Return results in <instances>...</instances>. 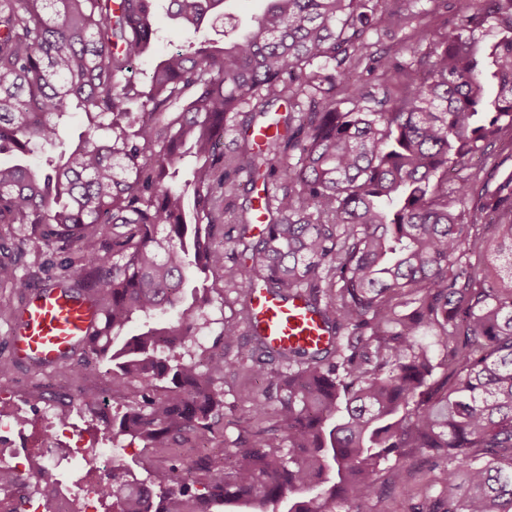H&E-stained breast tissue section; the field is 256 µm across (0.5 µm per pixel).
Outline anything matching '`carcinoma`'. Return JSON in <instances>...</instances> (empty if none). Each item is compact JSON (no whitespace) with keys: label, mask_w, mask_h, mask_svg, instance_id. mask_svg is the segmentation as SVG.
Instances as JSON below:
<instances>
[{"label":"carcinoma","mask_w":512,"mask_h":512,"mask_svg":"<svg viewBox=\"0 0 512 512\" xmlns=\"http://www.w3.org/2000/svg\"><path fill=\"white\" fill-rule=\"evenodd\" d=\"M154 2L0 0V240L50 247L48 281L95 301L80 349L133 390L102 434L182 448L214 431L228 361L175 350L219 282L303 297L333 342L273 352L250 334L238 367L288 368L264 400L240 390L260 422L275 402V423L170 484L142 454L145 478L123 470L103 490L112 512H335L396 489L411 512H512V172L448 191V172L512 132V0L459 14L415 68L371 51L385 0H265L224 45L162 56ZM225 2L170 0L172 19L196 34ZM494 14L500 37L480 47ZM361 64L402 93L377 97ZM74 112L78 139L30 164ZM489 239L482 277L471 255ZM20 268L0 260V288L25 292ZM251 321L246 303L224 319V346ZM413 448L432 454L427 473L401 462Z\"/></svg>","instance_id":"carcinoma-1"}]
</instances>
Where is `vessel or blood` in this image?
I'll return each instance as SVG.
<instances>
[{
    "label": "vessel or blood",
    "instance_id": "1",
    "mask_svg": "<svg viewBox=\"0 0 512 512\" xmlns=\"http://www.w3.org/2000/svg\"><path fill=\"white\" fill-rule=\"evenodd\" d=\"M247 299L254 315L250 328L272 349L321 348L331 339L320 316L304 298L283 302L265 290L253 289ZM95 321V308L89 299L68 296L58 287L36 288L8 338V352L19 360L53 366L69 358Z\"/></svg>",
    "mask_w": 512,
    "mask_h": 512
}]
</instances>
